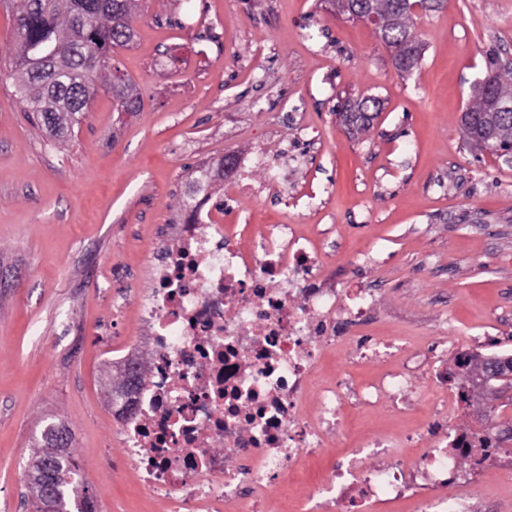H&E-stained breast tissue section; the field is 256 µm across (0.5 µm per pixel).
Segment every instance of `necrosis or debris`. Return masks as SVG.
I'll return each instance as SVG.
<instances>
[{
  "label": "necrosis or debris",
  "instance_id": "necrosis-or-debris-1",
  "mask_svg": "<svg viewBox=\"0 0 512 512\" xmlns=\"http://www.w3.org/2000/svg\"><path fill=\"white\" fill-rule=\"evenodd\" d=\"M207 203L198 198L195 216L173 225L172 246L152 255L154 287L138 304L149 327L139 345L148 376L114 414L138 484L165 499L168 512H253L268 483L339 431L340 385L319 389L316 419L303 398L321 352L368 317L374 293L338 287L292 225H267L245 246L232 241ZM351 358L395 363L353 390L362 406L412 392L421 360L381 340L357 344ZM233 454L241 466H230ZM459 462L456 450L436 446L409 469L367 466L357 449L332 478L307 488L304 512H373L406 497L411 469L435 490L419 512H475L467 491L437 493Z\"/></svg>",
  "mask_w": 512,
  "mask_h": 512
}]
</instances>
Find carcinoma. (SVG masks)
<instances>
[{"label": "carcinoma", "mask_w": 512, "mask_h": 512, "mask_svg": "<svg viewBox=\"0 0 512 512\" xmlns=\"http://www.w3.org/2000/svg\"><path fill=\"white\" fill-rule=\"evenodd\" d=\"M413 2L376 0V9L393 31L409 30ZM13 8L16 42L10 48L11 78L25 111L36 115L50 134L60 139L79 124L101 88L115 95L118 111H141L136 84L112 65V50L135 39L139 0H13ZM46 58L53 59V69L42 77L37 70ZM498 364L512 365V356L454 358L448 381L462 403L472 406L501 400L512 404V396H506L509 382L484 386L485 375ZM495 411L492 406L485 413L483 429L463 428L454 447L479 448L485 459L512 448V421L499 419ZM58 433L53 425L44 429L32 461L47 463L61 475L54 512H86L91 498L77 480L78 465L69 446L58 445ZM28 493L33 512H40L42 484L36 470L28 471Z\"/></svg>", "instance_id": "carcinoma-1"}]
</instances>
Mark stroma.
<instances>
[{"mask_svg":"<svg viewBox=\"0 0 512 512\" xmlns=\"http://www.w3.org/2000/svg\"><path fill=\"white\" fill-rule=\"evenodd\" d=\"M11 0H0V512H31L27 478L45 426L69 430L97 512H167L122 460L105 378L113 350L144 333L137 299L165 227L204 165L251 157L248 196L211 188L219 223L241 242L267 224L310 239L345 287L376 291L366 338L409 351L473 339L512 354V165L466 142L460 115L491 56L512 54V0H439L411 19L425 50L403 74L373 26L334 0H142L136 38L112 57L137 85L140 112L95 97L56 141L30 118L8 75ZM382 110L345 128L338 101ZM287 163L285 178L269 168ZM385 362L327 350L318 380L377 382ZM432 367L413 376L404 406L343 403L344 427L303 460L294 485L271 484L254 512H298L290 491L327 478L368 439L411 463L474 416L437 412ZM472 492L483 512H512V453L478 481L460 470L448 493Z\"/></svg>","mask_w":512,"mask_h":512,"instance_id":"35a3bbf8","label":"stroma"}]
</instances>
